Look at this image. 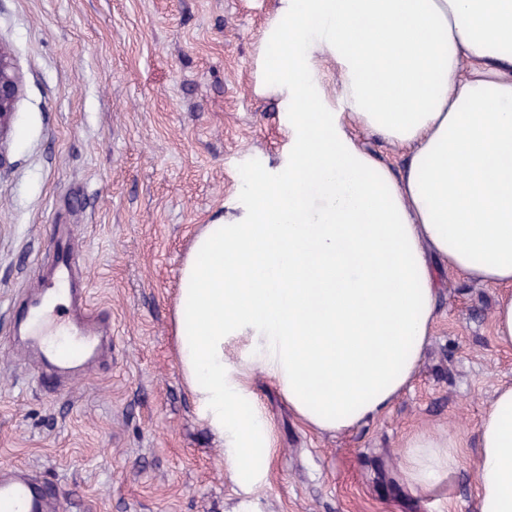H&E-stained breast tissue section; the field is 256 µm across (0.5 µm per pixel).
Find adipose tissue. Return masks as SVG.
<instances>
[{
    "mask_svg": "<svg viewBox=\"0 0 512 512\" xmlns=\"http://www.w3.org/2000/svg\"><path fill=\"white\" fill-rule=\"evenodd\" d=\"M264 47L288 151L248 169L204 225L175 306L184 381L246 492L273 445L253 371L315 431L374 419L424 359L434 264L499 288L494 336L512 347V0H279ZM358 128L407 148L404 167L365 150ZM475 464L477 512H512V384L479 423ZM459 467L453 436L404 445L411 489Z\"/></svg>",
    "mask_w": 512,
    "mask_h": 512,
    "instance_id": "ef3b65f1",
    "label": "adipose tissue"
}]
</instances>
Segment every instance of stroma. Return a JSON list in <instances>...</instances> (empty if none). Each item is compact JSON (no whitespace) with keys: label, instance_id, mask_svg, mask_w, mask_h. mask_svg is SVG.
Masks as SVG:
<instances>
[{"label":"stroma","instance_id":"1","mask_svg":"<svg viewBox=\"0 0 512 512\" xmlns=\"http://www.w3.org/2000/svg\"><path fill=\"white\" fill-rule=\"evenodd\" d=\"M277 0H0L20 94L0 142V468L36 473L59 512H476L475 432L512 349L493 336L498 288L438 274L425 360L388 410L313 431L262 373L274 431L262 484L243 491L182 377L181 268L243 171L286 140L282 97L259 92ZM79 246L93 304L112 312V359L47 391L6 343L56 225ZM459 442L448 488H407L409 436Z\"/></svg>","mask_w":512,"mask_h":512}]
</instances>
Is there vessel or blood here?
<instances>
[{
    "label": "vessel or blood",
    "mask_w": 512,
    "mask_h": 512,
    "mask_svg": "<svg viewBox=\"0 0 512 512\" xmlns=\"http://www.w3.org/2000/svg\"><path fill=\"white\" fill-rule=\"evenodd\" d=\"M52 274L41 288L11 307V343L22 344L43 367V383L75 374L104 355L112 337V314L92 310L79 283L75 245L57 241ZM0 507L6 512H56L45 484L23 472H0Z\"/></svg>",
    "instance_id": "b4317fda"
}]
</instances>
